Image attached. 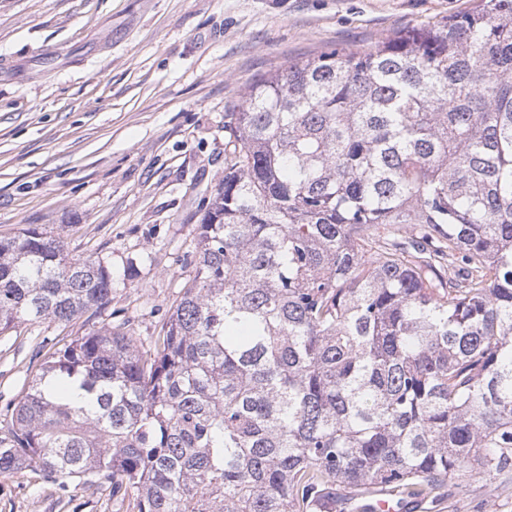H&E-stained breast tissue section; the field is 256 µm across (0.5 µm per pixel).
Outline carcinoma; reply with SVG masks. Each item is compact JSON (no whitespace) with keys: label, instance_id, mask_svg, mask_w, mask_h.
Wrapping results in <instances>:
<instances>
[{"label":"carcinoma","instance_id":"carcinoma-1","mask_svg":"<svg viewBox=\"0 0 512 512\" xmlns=\"http://www.w3.org/2000/svg\"><path fill=\"white\" fill-rule=\"evenodd\" d=\"M196 272L154 346L48 342L0 474L138 512H367L512 466V0L291 63L226 113ZM112 301L101 261L0 239V334Z\"/></svg>","mask_w":512,"mask_h":512}]
</instances>
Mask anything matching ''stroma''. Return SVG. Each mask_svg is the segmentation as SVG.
<instances>
[{
    "label": "stroma",
    "instance_id": "stroma-1",
    "mask_svg": "<svg viewBox=\"0 0 512 512\" xmlns=\"http://www.w3.org/2000/svg\"><path fill=\"white\" fill-rule=\"evenodd\" d=\"M478 0H0V238L39 227L112 273L108 312L0 334V426L43 338L129 322L150 344L194 276L204 198L224 178V115L286 65L361 49ZM73 502L0 476V512H137L104 485ZM512 512V468L468 467L438 504Z\"/></svg>",
    "mask_w": 512,
    "mask_h": 512
}]
</instances>
